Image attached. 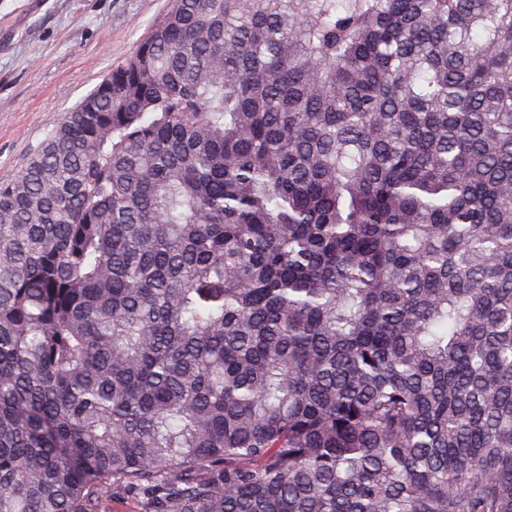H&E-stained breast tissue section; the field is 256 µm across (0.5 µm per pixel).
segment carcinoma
Returning a JSON list of instances; mask_svg holds the SVG:
<instances>
[{"label":"carcinoma","mask_w":512,"mask_h":512,"mask_svg":"<svg viewBox=\"0 0 512 512\" xmlns=\"http://www.w3.org/2000/svg\"><path fill=\"white\" fill-rule=\"evenodd\" d=\"M512 512V0H172L0 180V512Z\"/></svg>","instance_id":"carcinoma-1"}]
</instances>
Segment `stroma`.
<instances>
[{
    "label": "stroma",
    "mask_w": 512,
    "mask_h": 512,
    "mask_svg": "<svg viewBox=\"0 0 512 512\" xmlns=\"http://www.w3.org/2000/svg\"><path fill=\"white\" fill-rule=\"evenodd\" d=\"M171 0H0V179L128 56Z\"/></svg>",
    "instance_id": "1"
}]
</instances>
